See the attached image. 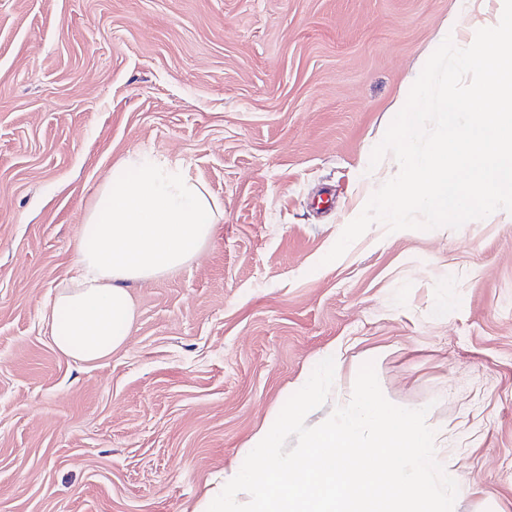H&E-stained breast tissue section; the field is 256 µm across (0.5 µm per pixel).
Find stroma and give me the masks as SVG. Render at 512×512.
Listing matches in <instances>:
<instances>
[{"label": "stroma", "instance_id": "1", "mask_svg": "<svg viewBox=\"0 0 512 512\" xmlns=\"http://www.w3.org/2000/svg\"><path fill=\"white\" fill-rule=\"evenodd\" d=\"M458 0H0V512H188L242 466L324 352L428 406L458 512H512V214L373 224L322 259ZM182 162L222 208L201 253L136 285L111 357L48 320L97 188Z\"/></svg>", "mask_w": 512, "mask_h": 512}]
</instances>
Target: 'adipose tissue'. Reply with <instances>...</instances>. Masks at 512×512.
<instances>
[{"label": "adipose tissue", "instance_id": "obj_1", "mask_svg": "<svg viewBox=\"0 0 512 512\" xmlns=\"http://www.w3.org/2000/svg\"><path fill=\"white\" fill-rule=\"evenodd\" d=\"M132 178L98 190L77 247V270L60 284L49 321L55 347L80 361L110 356L127 341L135 309L130 287L195 258L213 236L209 192L166 160L131 157Z\"/></svg>", "mask_w": 512, "mask_h": 512}]
</instances>
